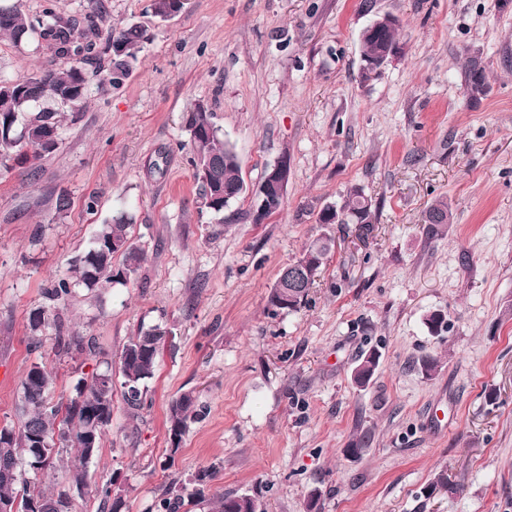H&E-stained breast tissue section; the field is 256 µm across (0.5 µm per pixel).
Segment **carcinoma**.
<instances>
[{"label": "carcinoma", "instance_id": "cac0c4a2", "mask_svg": "<svg viewBox=\"0 0 512 512\" xmlns=\"http://www.w3.org/2000/svg\"><path fill=\"white\" fill-rule=\"evenodd\" d=\"M0 35L22 42L30 36L50 39L57 45V54L70 61L58 71H47L16 79H0V157L13 158L18 165L27 164L47 154L42 140L47 128H60L58 113L33 111L34 106L44 99L61 104L79 105L87 100L90 87L85 65L93 59L96 43L77 24H61L53 8L32 17L22 10L17 2L11 7H0ZM398 28L386 31L378 37L361 40L362 55L374 58L380 55L388 44L398 42ZM149 40L145 28L129 23L110 29L105 45L111 63L109 81L117 83L126 77L137 62L138 53ZM466 91L469 98L477 101L485 96L487 82L485 69L476 57L466 65ZM184 129L192 154L195 177L201 178V167H208L205 182L202 183L201 206L218 216L224 213V188L242 185L239 175L238 156L234 148L224 141L220 129L213 122V113L207 103L196 102L184 116ZM321 224H355L358 229L367 230L377 223L372 200L362 189L353 187L345 204L336 210L326 205L318 215ZM454 214L448 199L441 197L429 206L423 215L427 224L426 235L434 236L440 227L453 223ZM133 215L118 211L96 230L90 247L71 261V275L61 277L45 289V297L53 303L49 309L39 308L29 316L28 330L31 345L41 343L44 327L53 322L58 328L56 348L58 353L71 350L97 354L92 340L64 333V325L55 309L65 304L76 287L94 290L103 281L125 285L129 277L136 274L145 261V255L128 236ZM118 244L120 250L112 248ZM332 247L329 238H317L310 242L295 263L305 262L313 273L299 277L293 289L289 310L304 305L315 283V278L325 265ZM121 263H113L115 257ZM127 271L124 278L121 271ZM166 328L155 325L141 329L123 347L120 357L122 385L133 390L123 392L124 401L132 410L144 405L147 392L145 384L155 371ZM379 366V354L370 350L360 354L355 368L354 382L359 386L368 384ZM55 374L43 364L32 365L21 382L23 421L18 429L9 428L10 438L0 443V504L22 505L37 501L42 504L41 512H72V499L65 491L46 492L28 484L18 487L20 467L26 466L35 473L49 470L56 465L60 454L69 449L77 453L78 464L70 470L69 479L80 490L85 484L84 465L97 452L105 429L112 422V372H94L80 379L74 387L75 394L66 401L52 404L49 393L53 388ZM197 417L196 398L191 392H184L169 406L167 423L185 430L188 421ZM95 436V447L88 444V436ZM44 438L43 447H35L34 437ZM99 512H120L118 504L122 496L115 493L112 485H105L97 491ZM213 512H266L265 504L252 495L219 494L210 501Z\"/></svg>", "mask_w": 512, "mask_h": 512}]
</instances>
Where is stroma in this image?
I'll return each mask as SVG.
<instances>
[{"mask_svg":"<svg viewBox=\"0 0 512 512\" xmlns=\"http://www.w3.org/2000/svg\"><path fill=\"white\" fill-rule=\"evenodd\" d=\"M114 25L150 40L120 85L90 76L85 104L56 105L61 140L32 166L0 163V427H19L28 369L56 372L53 401L111 370L139 329L165 325L144 407L114 392L112 425L86 467L73 512L120 477L127 512H210L191 501L251 494L267 512H512V4L501 0H185L163 20L151 0H99ZM399 22V53L360 78V35ZM481 58L488 92L465 93ZM66 64L47 41L0 38V78ZM233 146L241 197L215 217L181 149L196 101ZM288 164L280 210L256 221L265 171ZM361 188L379 209L368 234L321 224L324 205ZM71 206L57 212L56 198ZM455 214L425 234L438 197ZM145 253L126 285L76 288L62 315L99 357L31 349L27 319L43 290L118 209ZM335 245L308 301L274 309L279 271L311 241ZM443 311L431 332L425 319ZM377 348L369 385L352 373ZM437 357L433 377L419 370ZM193 392L199 415L171 449L167 414ZM369 434L359 456L350 444ZM456 493L425 495L439 471Z\"/></svg>","mask_w":512,"mask_h":512,"instance_id":"1","label":"stroma"}]
</instances>
